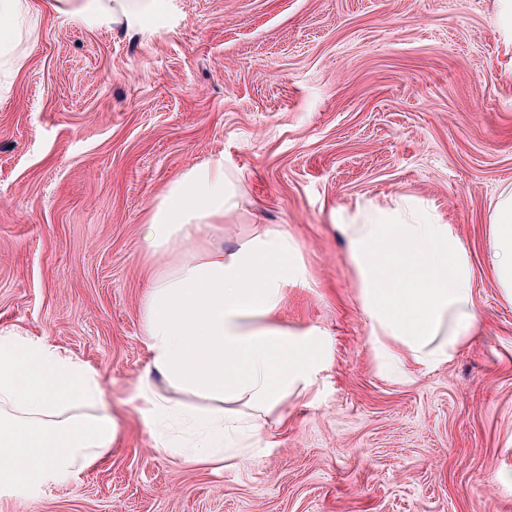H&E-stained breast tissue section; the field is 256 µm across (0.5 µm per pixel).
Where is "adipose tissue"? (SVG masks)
I'll use <instances>...</instances> for the list:
<instances>
[{
	"label": "adipose tissue",
	"mask_w": 512,
	"mask_h": 512,
	"mask_svg": "<svg viewBox=\"0 0 512 512\" xmlns=\"http://www.w3.org/2000/svg\"><path fill=\"white\" fill-rule=\"evenodd\" d=\"M158 0H56L57 11L128 27ZM12 36L0 74L25 59L17 46L40 16L30 0H0ZM241 175L223 159L189 168L151 206L141 250L159 266L141 299L151 369L137 391L164 453L198 463L248 458L261 439L257 413L307 393L325 358L315 328L277 317L287 286L304 279L287 232L265 229L224 248V218L241 210ZM358 275L374 349L402 371L447 362L481 329L470 259L452 225L407 197L356 204L337 215ZM489 256L512 304V186L490 205ZM117 421L98 370L22 328L0 327V485L35 487L79 477L111 448Z\"/></svg>",
	"instance_id": "1"
}]
</instances>
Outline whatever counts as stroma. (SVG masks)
<instances>
[{
    "label": "stroma",
    "mask_w": 512,
    "mask_h": 512,
    "mask_svg": "<svg viewBox=\"0 0 512 512\" xmlns=\"http://www.w3.org/2000/svg\"><path fill=\"white\" fill-rule=\"evenodd\" d=\"M42 19L0 95V326L104 374L111 449L78 480L0 490V512H512V305L487 247L512 184V30L498 0H163L136 30L31 0ZM240 172L232 246L299 244L280 317L327 333L306 397L264 415L247 460L157 450L140 226L188 168ZM405 195L468 251L480 335L406 379L373 351L334 213Z\"/></svg>",
    "instance_id": "obj_1"
}]
</instances>
